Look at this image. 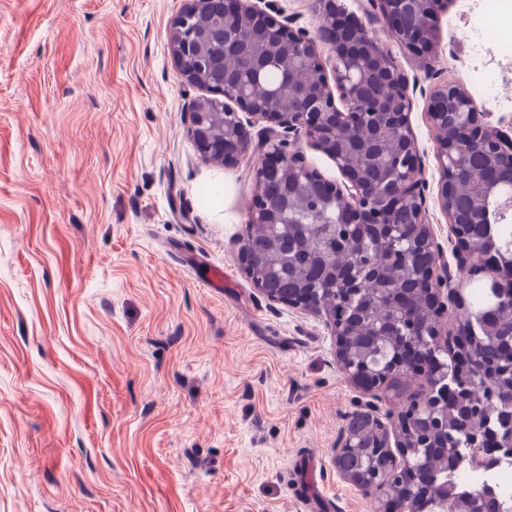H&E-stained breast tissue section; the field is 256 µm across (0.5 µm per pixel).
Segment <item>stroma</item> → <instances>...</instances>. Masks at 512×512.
Here are the masks:
<instances>
[{
    "mask_svg": "<svg viewBox=\"0 0 512 512\" xmlns=\"http://www.w3.org/2000/svg\"><path fill=\"white\" fill-rule=\"evenodd\" d=\"M184 3L0 0V512H304L320 494L373 512L332 462L366 398L330 328L238 257L266 125L233 166L188 135L203 92L168 48ZM340 3L421 86L410 121L447 245L427 94L462 86L512 124V53L481 39L477 0L442 13L429 67L378 0Z\"/></svg>",
    "mask_w": 512,
    "mask_h": 512,
    "instance_id": "obj_1",
    "label": "stroma"
}]
</instances>
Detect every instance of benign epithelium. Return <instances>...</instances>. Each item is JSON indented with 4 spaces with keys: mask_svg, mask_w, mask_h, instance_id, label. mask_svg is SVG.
I'll use <instances>...</instances> for the list:
<instances>
[{
    "mask_svg": "<svg viewBox=\"0 0 512 512\" xmlns=\"http://www.w3.org/2000/svg\"><path fill=\"white\" fill-rule=\"evenodd\" d=\"M387 28L396 42L430 64L439 41L438 21L449 0H379ZM323 18L315 35L293 27V19L270 14L255 0H186L169 29V51L180 75L210 93L188 112V133L198 150L211 159L233 163L244 158L248 137L243 118L267 122L278 130L302 134L315 149L335 163L343 181L323 178L305 162L302 152H285L272 143L256 176L258 192L249 214V231L276 230L265 200V183L275 175L288 183L286 210L299 207L307 183L320 189L321 203L340 217L335 224L313 213L317 225L314 244L305 262L294 264L301 288L288 296L260 289L270 301L324 319L335 340L336 364L347 380L366 397L361 413L366 426L346 427L333 449L336 472L353 486L376 495L378 512H417L419 490L402 476L415 457L436 448L435 436L450 432L466 442L453 450L458 465L480 470L489 466L484 453L489 442L503 446L502 435L512 441V343L498 371L483 383L465 382L474 364L476 337L496 341L501 325L471 314L456 275L484 276L492 282L512 277V265L490 258V248L478 249L466 225L482 221L484 204L493 199L502 212H512V133L486 121L472 98L458 87L442 86L429 97L427 118L436 131V159L440 170L437 202L448 219V243L455 260L434 241L427 222L423 165L410 112L413 99L408 79L391 51L362 25L338 23L342 8L337 0H318ZM244 21L251 34L296 51L308 66V81L296 90L289 82L270 88L262 70L252 80L235 87L214 89L190 51L196 36L208 43L232 33L235 20ZM332 53V67L323 62L318 44ZM224 111L225 126L216 128L210 110ZM488 157V168L477 172L481 192L473 210L461 215L455 196L470 190L461 176L470 154ZM396 209L410 215V232L391 219ZM370 224L376 264L340 262L336 254L342 240L340 226ZM239 254L252 282L259 269L246 244ZM397 264L405 272L398 284L390 283L384 268ZM312 265L325 266L329 288L311 287L304 273ZM455 323L444 324L447 312ZM361 319L369 325L365 336L353 335L350 324ZM421 388L408 394L409 384ZM502 398L488 413L484 389ZM401 401L397 421L387 424L377 415L381 399ZM370 440L367 463L344 464L347 450ZM439 512H487L483 494L463 495L446 485L428 490Z\"/></svg>",
    "mask_w": 512,
    "mask_h": 512,
    "instance_id": "1",
    "label": "benign epithelium"
}]
</instances>
